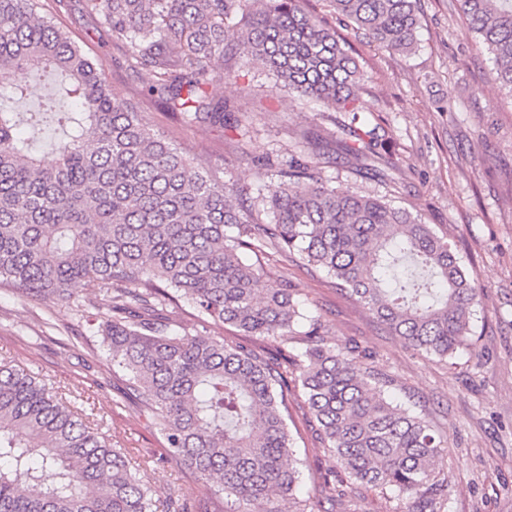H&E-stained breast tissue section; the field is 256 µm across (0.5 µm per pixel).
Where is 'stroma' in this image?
<instances>
[{"label": "stroma", "mask_w": 512, "mask_h": 512, "mask_svg": "<svg viewBox=\"0 0 512 512\" xmlns=\"http://www.w3.org/2000/svg\"><path fill=\"white\" fill-rule=\"evenodd\" d=\"M42 15L64 28L90 56L102 59L114 97L145 115L147 124L184 155L223 171L227 186L266 193L276 181L274 160L303 153L299 137L319 127L346 140L352 129L371 131L390 149L388 179L364 178L325 164L321 175L339 191L374 195L408 210L447 234L466 271L481 288L471 319V345L442 361L407 349L366 310L335 288L299 254L248 255L285 277L309 312L320 316L327 338L358 344L369 366L390 379L395 403L424 417L445 446L438 478L448 482V512H512V99L494 80L490 56L466 31L456 0H417L418 43L411 54L392 55L362 33L338 24L327 0H308L310 11L334 24L362 79L356 113L335 111L311 98L293 99L276 88L268 67H248L225 56L230 81H215L207 93L234 105L236 126L182 124L143 95L144 73L118 59L112 33L84 0H41ZM70 301L31 307L0 285V362L19 366L51 383L114 444L150 462L148 477L162 499L185 512L209 508L194 476L162 461L165 440L150 413L126 397L98 337L88 332L81 307L93 291L76 284ZM173 328L224 338L260 353L273 341L217 325L186 303L170 305ZM288 427L302 472L301 496L313 512H395L396 499L355 487L343 507L327 500L322 484L334 479L336 460L315 434L300 390L287 396Z\"/></svg>", "instance_id": "stroma-1"}]
</instances>
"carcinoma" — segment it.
Returning <instances> with one entry per match:
<instances>
[{"mask_svg": "<svg viewBox=\"0 0 512 512\" xmlns=\"http://www.w3.org/2000/svg\"><path fill=\"white\" fill-rule=\"evenodd\" d=\"M305 2L84 6L111 30L127 67L148 75L145 98L186 125H222L233 109L204 86L232 77L214 68L228 46L245 65H269L292 96L350 110L358 66ZM457 2L495 81L512 94V0ZM330 6L389 53L415 48V0ZM39 8L40 0H0V283L34 302L66 301L78 282L102 294L108 311L90 308L112 371L155 419L165 460L189 470L199 489L224 494L222 512H268L274 496L288 512H307L282 411L290 381L339 465L330 497L362 484L390 491L397 512H444L448 483L435 472L443 445L427 421L389 402L358 346L328 340L288 281L242 261L246 252L296 251L407 347L441 360L469 348L481 290L448 237L382 199L340 193L321 175L318 158L330 149L355 171L386 178L377 141L323 137L313 160L280 168L247 206L222 171L180 153L115 98L102 62ZM33 57L54 72L71 107L58 111L48 97L23 120L17 108L30 86L20 78ZM49 116L61 131L52 163L18 132L23 122L39 131ZM170 289L216 323L278 341V350L265 356L169 330ZM298 340L302 347L288 352ZM157 502L147 464H131L29 372L0 364V512H158Z\"/></svg>", "mask_w": 512, "mask_h": 512, "instance_id": "1", "label": "carcinoma"}]
</instances>
